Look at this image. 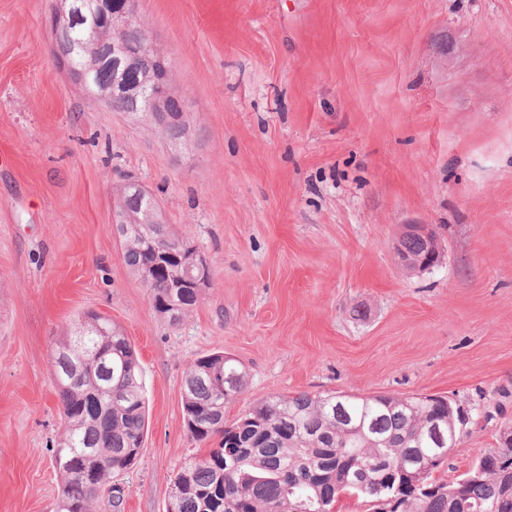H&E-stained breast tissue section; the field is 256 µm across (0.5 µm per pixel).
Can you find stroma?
<instances>
[{"label":"stroma","mask_w":512,"mask_h":512,"mask_svg":"<svg viewBox=\"0 0 512 512\" xmlns=\"http://www.w3.org/2000/svg\"><path fill=\"white\" fill-rule=\"evenodd\" d=\"M51 0H0V512H51L63 430L54 338L95 311L137 349L148 429L123 512H166L207 445L181 387L239 360L225 410L328 391L448 398L455 481L512 421V0H137L185 105L179 140L89 98L57 66ZM142 182L212 275L179 327L113 228ZM441 263L408 272L401 225ZM418 236L424 242V247L428 251L432 260H425L421 257H412L405 253L407 252L422 256L424 247L421 239L418 237H409L405 240L404 248L402 241L408 236ZM395 254L400 267L407 271H424L430 269L437 263L443 256L444 249L442 247L441 239L434 233L428 224H404L402 225L401 233L395 242Z\"/></svg>","instance_id":"stroma-1"}]
</instances>
